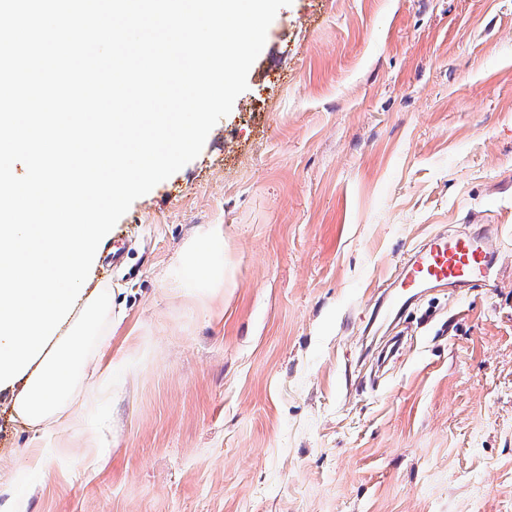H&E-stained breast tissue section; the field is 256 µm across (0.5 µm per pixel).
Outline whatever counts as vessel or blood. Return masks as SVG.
Here are the masks:
<instances>
[{
	"label": "vessel or blood",
	"instance_id": "obj_1",
	"mask_svg": "<svg viewBox=\"0 0 512 512\" xmlns=\"http://www.w3.org/2000/svg\"><path fill=\"white\" fill-rule=\"evenodd\" d=\"M501 247L499 235L483 228L429 237L407 254L394 275L390 308H402L407 294L426 284L461 286L484 281Z\"/></svg>",
	"mask_w": 512,
	"mask_h": 512
}]
</instances>
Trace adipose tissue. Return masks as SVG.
I'll return each instance as SVG.
<instances>
[{"instance_id":"obj_1","label":"adipose tissue","mask_w":512,"mask_h":512,"mask_svg":"<svg viewBox=\"0 0 512 512\" xmlns=\"http://www.w3.org/2000/svg\"><path fill=\"white\" fill-rule=\"evenodd\" d=\"M107 224H42L24 243L22 262L0 263V390L14 389L12 408L31 430L60 420L77 422L78 393L99 390L86 373L88 356L111 325L113 294L90 291L86 275ZM51 250L56 262L39 261ZM234 265L223 225L188 238L169 275L171 287L209 296L230 287Z\"/></svg>"}]
</instances>
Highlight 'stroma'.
<instances>
[{
  "instance_id": "1",
  "label": "stroma",
  "mask_w": 512,
  "mask_h": 512,
  "mask_svg": "<svg viewBox=\"0 0 512 512\" xmlns=\"http://www.w3.org/2000/svg\"><path fill=\"white\" fill-rule=\"evenodd\" d=\"M247 84L99 245L112 388L41 437L0 392V512H512V0H292ZM208 224L200 301L166 273ZM483 225L488 284L377 316ZM233 271L224 226L208 224L183 243L179 264L170 273L169 282L171 287L210 296L220 288H230ZM502 241L496 233L480 227L455 234L438 233L416 247L401 262L387 288L389 308L400 309L405 297L425 284L466 285L483 282L486 272L500 256Z\"/></svg>"
}]
</instances>
